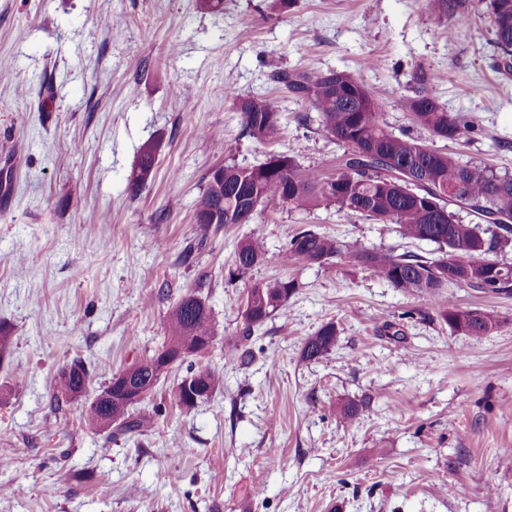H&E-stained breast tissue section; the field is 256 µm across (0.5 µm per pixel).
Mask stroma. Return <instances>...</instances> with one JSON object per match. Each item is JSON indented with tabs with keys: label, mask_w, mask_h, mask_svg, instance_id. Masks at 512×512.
Instances as JSON below:
<instances>
[{
	"label": "stroma",
	"mask_w": 512,
	"mask_h": 512,
	"mask_svg": "<svg viewBox=\"0 0 512 512\" xmlns=\"http://www.w3.org/2000/svg\"><path fill=\"white\" fill-rule=\"evenodd\" d=\"M294 68L355 75L397 133L425 72L442 106L478 121L468 145L437 148L512 175V67L485 0L462 20L425 0H224L218 13L198 0H0V512H512L500 454L512 448V293L450 288L459 307L500 318L489 335L456 334L439 302L349 255L284 253L307 228L435 257L396 225L280 204L249 224L195 222L213 167L275 153L335 174L343 147L272 79ZM240 97L275 99L277 142L242 135ZM149 144L154 175L134 195ZM250 236L270 259L228 282ZM285 277L299 285L286 313L255 329L249 363H225L248 289ZM188 292L211 310L223 391L182 412L169 394L187 369L175 367L142 431L90 429L89 397L161 347ZM329 323L334 347L304 360ZM77 357L88 394L52 413L54 379ZM344 403L355 419L340 417ZM156 162L153 145L143 148L136 169L129 180V189L132 194H137L151 178ZM336 328L333 324H326L309 336L302 347V358L307 361H316L325 356L334 346Z\"/></svg>",
	"instance_id": "stroma-1"
}]
</instances>
